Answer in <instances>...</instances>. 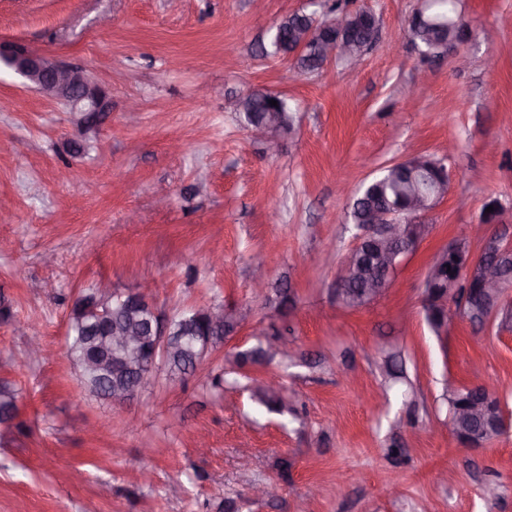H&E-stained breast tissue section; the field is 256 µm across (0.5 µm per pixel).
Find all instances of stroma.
Listing matches in <instances>:
<instances>
[{"label": "stroma", "mask_w": 512, "mask_h": 512, "mask_svg": "<svg viewBox=\"0 0 512 512\" xmlns=\"http://www.w3.org/2000/svg\"><path fill=\"white\" fill-rule=\"evenodd\" d=\"M331 2L0 0V42L85 68L112 92L76 155L67 107L0 69V207L12 214L0 223V379L19 408L0 444V512H218L227 498L239 512H512V431L465 447L445 398L447 382H480L512 412V324L462 315L438 336L421 301L429 266L488 200L512 212V0H461L470 39L457 56L419 54L408 28L419 0H346L380 19L358 66L302 73L261 56L275 21ZM253 91L294 110L276 153L232 107ZM418 155L448 171L431 231L383 296L344 308L354 193ZM101 280L152 283L168 315L249 309L291 348L237 366L258 343L240 328L203 371L158 370L113 408L65 353L70 307ZM258 281L271 298H254ZM35 339L43 352L27 356ZM272 377L280 412L253 396ZM268 482L277 498L248 497Z\"/></svg>", "instance_id": "obj_1"}]
</instances>
